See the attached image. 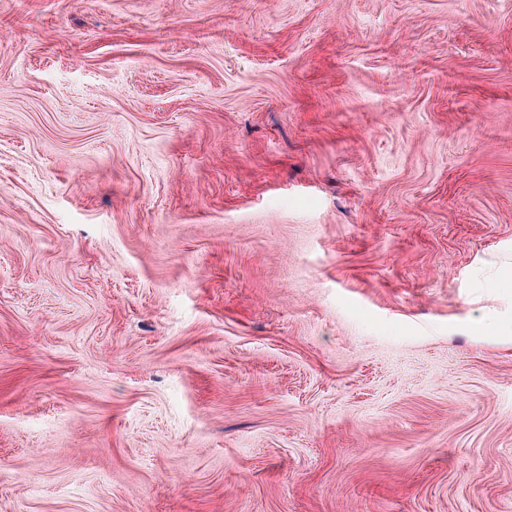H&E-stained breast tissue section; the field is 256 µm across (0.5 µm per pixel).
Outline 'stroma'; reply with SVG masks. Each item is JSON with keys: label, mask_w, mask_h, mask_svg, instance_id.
Returning a JSON list of instances; mask_svg holds the SVG:
<instances>
[{"label": "stroma", "mask_w": 512, "mask_h": 512, "mask_svg": "<svg viewBox=\"0 0 512 512\" xmlns=\"http://www.w3.org/2000/svg\"><path fill=\"white\" fill-rule=\"evenodd\" d=\"M509 252L512 0H0V512H512Z\"/></svg>", "instance_id": "stroma-1"}]
</instances>
